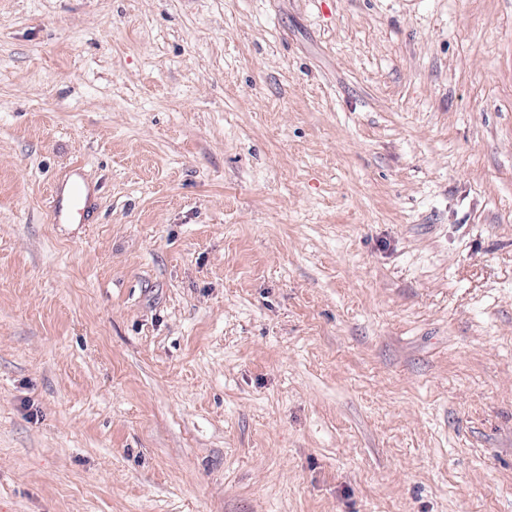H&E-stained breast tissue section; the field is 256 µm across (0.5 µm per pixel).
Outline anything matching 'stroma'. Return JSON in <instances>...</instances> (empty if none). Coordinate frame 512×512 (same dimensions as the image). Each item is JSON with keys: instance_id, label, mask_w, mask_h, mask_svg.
Here are the masks:
<instances>
[{"instance_id": "stroma-1", "label": "stroma", "mask_w": 512, "mask_h": 512, "mask_svg": "<svg viewBox=\"0 0 512 512\" xmlns=\"http://www.w3.org/2000/svg\"><path fill=\"white\" fill-rule=\"evenodd\" d=\"M0 512H512V0H0ZM89 207L88 192L77 179L70 181L66 195L52 196V217L56 222L79 224L87 221Z\"/></svg>"}]
</instances>
